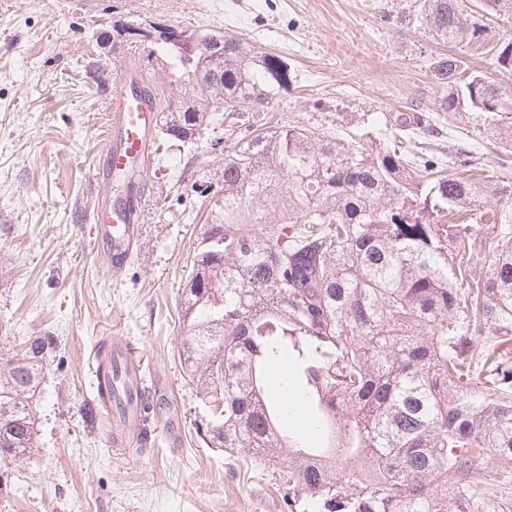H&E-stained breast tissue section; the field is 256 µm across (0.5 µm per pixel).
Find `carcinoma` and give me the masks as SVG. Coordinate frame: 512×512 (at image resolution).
Returning a JSON list of instances; mask_svg holds the SVG:
<instances>
[{
  "label": "carcinoma",
  "mask_w": 512,
  "mask_h": 512,
  "mask_svg": "<svg viewBox=\"0 0 512 512\" xmlns=\"http://www.w3.org/2000/svg\"><path fill=\"white\" fill-rule=\"evenodd\" d=\"M512 21V0H482ZM466 0H420L439 40L469 39ZM220 78L159 38L177 94L161 109L187 142L213 113L264 112L288 85L280 55L223 31ZM432 64L480 111L485 137L512 144V40L489 76ZM224 187L184 288L180 349L212 404L204 436L277 470L288 512H512V184L451 172L386 148L369 152L310 128L257 118L227 130ZM491 197L499 206L485 210ZM484 254L483 268L471 264ZM50 342L30 340L0 372V461L36 451L33 400ZM291 365L297 403L316 407L323 448L269 398Z\"/></svg>",
  "instance_id": "carcinoma-1"
}]
</instances>
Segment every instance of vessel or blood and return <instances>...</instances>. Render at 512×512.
<instances>
[{"label": "vessel or blood", "instance_id": "1", "mask_svg": "<svg viewBox=\"0 0 512 512\" xmlns=\"http://www.w3.org/2000/svg\"><path fill=\"white\" fill-rule=\"evenodd\" d=\"M154 102L143 91L141 77L124 73L108 107L105 147L95 169L98 199L91 217L94 245L106 258L112 276H119L137 254L140 206L147 164L156 147ZM116 398L108 409L112 442L124 454L137 452L138 398L142 358L128 349H112Z\"/></svg>", "mask_w": 512, "mask_h": 512}]
</instances>
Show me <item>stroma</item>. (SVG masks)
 Returning a JSON list of instances; mask_svg holds the SVG:
<instances>
[{
  "label": "stroma",
  "instance_id": "1",
  "mask_svg": "<svg viewBox=\"0 0 512 512\" xmlns=\"http://www.w3.org/2000/svg\"><path fill=\"white\" fill-rule=\"evenodd\" d=\"M467 19L472 41L450 46L414 0H0V372L33 337L51 342L36 450L0 471V512H283L271 468L198 434L211 410L178 354L185 278L223 185L224 131L244 113H216L190 143L157 134L140 249L120 277L91 237L92 175L120 74L150 75L157 101L172 92L149 55L152 24L221 30L285 58L292 81L271 104L280 124L444 164L465 148L512 180V149L488 145L474 108H439V54L479 70L512 40V23L491 21L479 0ZM104 343L144 356L162 391L154 435L130 456L95 404L92 353Z\"/></svg>",
  "mask_w": 512,
  "mask_h": 512
}]
</instances>
